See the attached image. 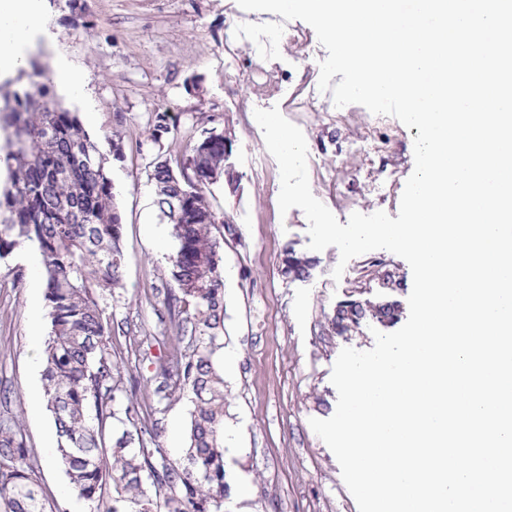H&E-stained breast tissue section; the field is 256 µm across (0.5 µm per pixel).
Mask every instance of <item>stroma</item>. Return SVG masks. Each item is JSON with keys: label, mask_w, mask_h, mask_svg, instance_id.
<instances>
[{"label": "stroma", "mask_w": 512, "mask_h": 512, "mask_svg": "<svg viewBox=\"0 0 512 512\" xmlns=\"http://www.w3.org/2000/svg\"><path fill=\"white\" fill-rule=\"evenodd\" d=\"M25 53L42 63L61 54L87 76L83 97L59 90L54 96L84 119L110 157L124 262L107 312L113 327L142 344L124 365V383L153 391L150 361L163 350L161 337L175 333L163 315L176 242L155 204L149 164L160 155L180 167L206 131L222 132L230 145L224 177L203 193L225 220L224 471L240 492L225 500L224 512H311L316 503L322 512H358L336 457L309 421L336 410L330 377L340 351L375 345L371 320L352 334H337V306L353 294L375 303L407 301L411 268L386 250L343 266L336 247L309 249L303 211H279L280 170L254 111L278 108L302 130L311 191L343 225L355 212L397 217L414 170L417 129L392 116L372 117L359 104L336 109L331 92L318 87L327 51L313 28L243 10L237 0H43ZM154 112L168 113L171 127L157 143L148 138ZM370 118L386 146L353 153ZM116 135L123 141L117 159L111 156ZM289 246L314 260L308 278L283 275ZM31 253L23 245L0 259V420L20 423L36 480L59 512H73L33 348L34 334L47 332L48 308ZM339 265L344 271L336 279ZM190 409L183 395L157 415V442L171 459L184 456Z\"/></svg>", "instance_id": "1"}]
</instances>
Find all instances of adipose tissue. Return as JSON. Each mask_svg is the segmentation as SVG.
<instances>
[{
    "label": "adipose tissue",
    "instance_id": "obj_1",
    "mask_svg": "<svg viewBox=\"0 0 512 512\" xmlns=\"http://www.w3.org/2000/svg\"><path fill=\"white\" fill-rule=\"evenodd\" d=\"M38 0H0V73L24 64L22 47L31 40Z\"/></svg>",
    "mask_w": 512,
    "mask_h": 512
}]
</instances>
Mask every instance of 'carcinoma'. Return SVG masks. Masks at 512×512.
Here are the masks:
<instances>
[{
  "mask_svg": "<svg viewBox=\"0 0 512 512\" xmlns=\"http://www.w3.org/2000/svg\"><path fill=\"white\" fill-rule=\"evenodd\" d=\"M52 83L35 65L29 87L0 90V120L11 130L0 259L28 244L42 260L49 323L40 358L60 463L77 497L107 503L105 512H224V218L202 190L224 176V134L212 130L194 143L177 171L159 155L152 162L156 202L176 241L167 306L178 321L154 373L157 401H140L122 382L124 360L106 314L124 260L106 157L78 114L51 94ZM169 131L167 113H155L149 139ZM313 267L285 249L289 277L304 279ZM349 306L356 319L332 320L341 335L360 326L359 316L400 315L396 303ZM181 392L193 409L185 458L173 461L152 447L149 424L159 404ZM0 512H58L36 483L32 451L14 421L0 422Z\"/></svg>",
  "mask_w": 512,
  "mask_h": 512,
  "instance_id": "obj_1",
  "label": "carcinoma"
}]
</instances>
